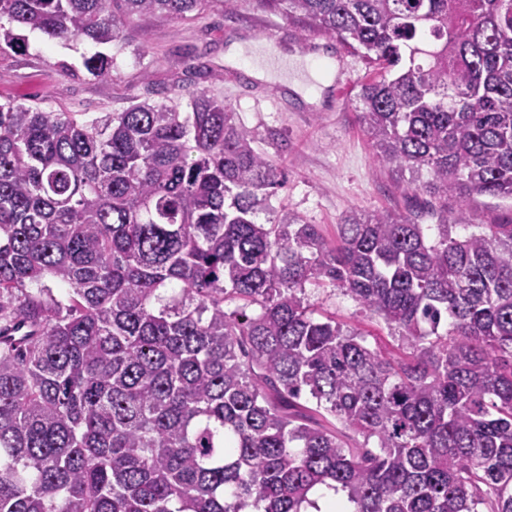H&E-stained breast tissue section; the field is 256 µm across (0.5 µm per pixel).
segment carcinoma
<instances>
[{"label":"carcinoma","instance_id":"cac0c4a2","mask_svg":"<svg viewBox=\"0 0 512 512\" xmlns=\"http://www.w3.org/2000/svg\"><path fill=\"white\" fill-rule=\"evenodd\" d=\"M256 3L373 64L358 118L440 203L435 237L352 210L328 241L272 205L285 170L204 91L0 102V512H308L317 486L342 512H512V219L465 207L512 200V0ZM234 4L0 0V52ZM328 288L399 353L316 313ZM472 224H497L512 215L511 200L474 196L467 205Z\"/></svg>","mask_w":512,"mask_h":512}]
</instances>
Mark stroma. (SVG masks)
Segmentation results:
<instances>
[{
  "instance_id": "stroma-1",
  "label": "stroma",
  "mask_w": 512,
  "mask_h": 512,
  "mask_svg": "<svg viewBox=\"0 0 512 512\" xmlns=\"http://www.w3.org/2000/svg\"><path fill=\"white\" fill-rule=\"evenodd\" d=\"M258 30L267 32L268 43L288 52L304 50L334 62L332 80L345 86L341 99L326 88L320 103L291 97L285 106H275L283 86L253 80L246 73L259 44L254 36ZM233 40L250 46L239 67L224 63ZM28 41L25 55L0 54L1 101L37 102L64 112H119L147 98L175 102L181 89L198 88L224 100L255 133L259 147L281 157L288 182L280 199L308 223L319 225L327 239H335L342 216L354 209L418 212L423 223L436 221L438 201L413 192L409 171L395 172L380 164L359 122L356 94L371 76V64L335 38L304 29L286 15L258 9L254 0H237L232 11L206 10L188 20H135L123 41L112 45L115 68L102 81L77 71L82 55L94 53L95 44L65 46L36 32L29 33ZM311 300L343 325L358 328L370 347L396 353L381 319L363 312L351 298L320 291Z\"/></svg>"
}]
</instances>
